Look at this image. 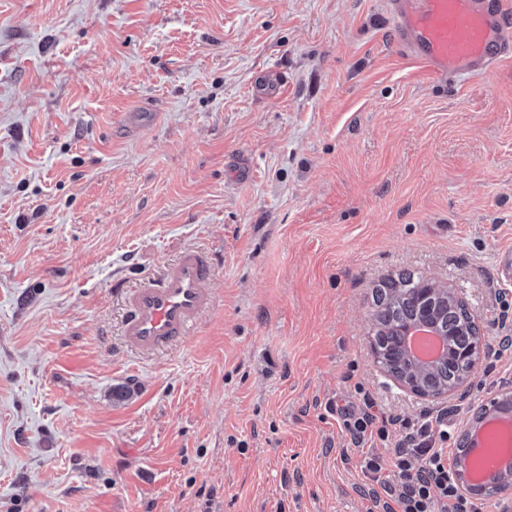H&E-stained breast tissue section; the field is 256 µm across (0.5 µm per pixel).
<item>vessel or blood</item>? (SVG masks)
<instances>
[{"instance_id": "obj_1", "label": "vessel or blood", "mask_w": 512, "mask_h": 512, "mask_svg": "<svg viewBox=\"0 0 512 512\" xmlns=\"http://www.w3.org/2000/svg\"><path fill=\"white\" fill-rule=\"evenodd\" d=\"M398 43L436 77H470L512 57V0H389ZM209 253L181 252L152 280L123 295L128 346L155 353L187 336L213 303Z\"/></svg>"}]
</instances>
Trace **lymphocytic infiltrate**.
<instances>
[{
    "mask_svg": "<svg viewBox=\"0 0 512 512\" xmlns=\"http://www.w3.org/2000/svg\"><path fill=\"white\" fill-rule=\"evenodd\" d=\"M343 425L357 442L378 439L393 442L389 456L372 452L361 460L367 481L379 485L368 512H479L478 506L459 490L448 465V416L424 414L416 420L376 425L367 411L346 407ZM399 425L400 438L391 441L389 428Z\"/></svg>",
    "mask_w": 512,
    "mask_h": 512,
    "instance_id": "1",
    "label": "lymphocytic infiltrate"
}]
</instances>
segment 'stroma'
I'll use <instances>...</instances> for the list:
<instances>
[{"label":"stroma","mask_w":512,"mask_h":512,"mask_svg":"<svg viewBox=\"0 0 512 512\" xmlns=\"http://www.w3.org/2000/svg\"><path fill=\"white\" fill-rule=\"evenodd\" d=\"M215 303L154 357L123 289L184 248ZM512 58L432 77L385 0H0V512H366L338 413L512 394ZM455 288L466 395L376 371L372 292Z\"/></svg>","instance_id":"stroma-1"}]
</instances>
